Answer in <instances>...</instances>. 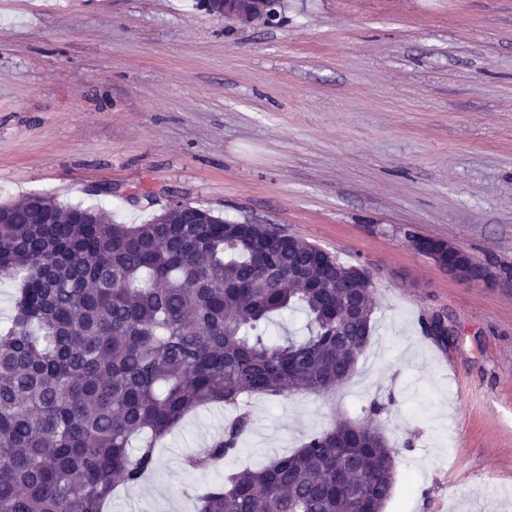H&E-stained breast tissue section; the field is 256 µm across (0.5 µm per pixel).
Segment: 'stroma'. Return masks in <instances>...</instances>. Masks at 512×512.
I'll return each instance as SVG.
<instances>
[{"mask_svg": "<svg viewBox=\"0 0 512 512\" xmlns=\"http://www.w3.org/2000/svg\"><path fill=\"white\" fill-rule=\"evenodd\" d=\"M143 224L173 200L274 224L363 269L374 330L335 390L253 395L234 456L187 469L232 410L187 415L109 512H195L194 487L361 421L395 450L384 512H512V0H0V204ZM491 282L448 276L409 234ZM443 313L453 334L424 322ZM213 1H219L222 4L220 13H213V15L240 24H251L266 18L270 10V2L273 0H212V2Z\"/></svg>", "mask_w": 512, "mask_h": 512, "instance_id": "35a3bbf8", "label": "stroma"}]
</instances>
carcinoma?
Returning <instances> with one entry per match:
<instances>
[{
	"mask_svg": "<svg viewBox=\"0 0 512 512\" xmlns=\"http://www.w3.org/2000/svg\"><path fill=\"white\" fill-rule=\"evenodd\" d=\"M179 203L146 224L30 196L0 205V277L18 293L0 321V512H104L156 447L201 405L332 390L353 374L374 311L367 273L272 224ZM356 308L348 326L336 321ZM299 312L306 335L266 325ZM343 420L258 470L197 491L196 512H383L394 450L376 425ZM246 414L207 460L237 451Z\"/></svg>",
	"mask_w": 512,
	"mask_h": 512,
	"instance_id": "cac0c4a2",
	"label": "carcinoma"
}]
</instances>
